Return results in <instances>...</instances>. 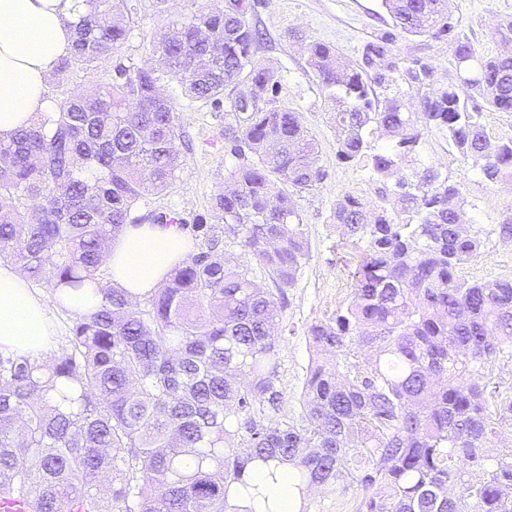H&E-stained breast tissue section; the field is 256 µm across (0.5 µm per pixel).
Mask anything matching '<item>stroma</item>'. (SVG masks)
<instances>
[{"mask_svg":"<svg viewBox=\"0 0 512 512\" xmlns=\"http://www.w3.org/2000/svg\"><path fill=\"white\" fill-rule=\"evenodd\" d=\"M231 2L169 0L159 13L152 0H129L134 25L121 53L93 71L74 69L62 77L50 73L45 93L49 105L59 104L87 86L107 82L117 67L133 71L147 66L156 32L204 8H229ZM243 5L249 23L265 35L255 53L256 61L280 73L269 103L299 113L319 146V164L325 173L316 187L295 195L308 255L295 283L285 291V329L276 380L282 403L272 417L297 422L311 360L307 331L347 302L353 284V251L333 219L336 202L348 193L370 207L380 202L378 184L369 178L363 161L345 162L336 156L332 106L307 65V47L315 42L330 45L360 65L365 46L385 37L389 58L399 71L428 65L437 85L455 79L453 47L445 40L403 35L381 0H244ZM451 11L458 32L481 53L497 55L512 48L496 35L500 23L512 20V0H451ZM162 89L173 102L184 135L178 144L180 166L173 183L163 192L149 194L141 201L140 210L148 216L175 211L189 225L200 218L215 236H223L224 224L215 218L211 205L238 164L224 139V117L240 92H225L223 103L215 107L184 96L175 78L165 77ZM417 161L436 166L443 176L460 184L466 200L465 219L482 231L481 248L465 268V277L485 281L512 278V238H502L499 233L500 224L512 217V181H485L479 167L462 159L450 146L447 134L434 128L426 130Z\"/></svg>","mask_w":512,"mask_h":512,"instance_id":"obj_1","label":"stroma"}]
</instances>
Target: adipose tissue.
<instances>
[{
    "label": "adipose tissue",
    "instance_id": "1",
    "mask_svg": "<svg viewBox=\"0 0 512 512\" xmlns=\"http://www.w3.org/2000/svg\"><path fill=\"white\" fill-rule=\"evenodd\" d=\"M81 0H0V138L27 126L46 104L45 81L68 55L70 24ZM192 251L177 224L128 226L115 238L105 258L111 280L130 298L150 294L176 263ZM55 308L38 297L16 267L0 263V351L39 356L52 348ZM247 480L264 486V496L243 500L246 512H267V499L281 512H294L292 473L280 469L276 483L259 472Z\"/></svg>",
    "mask_w": 512,
    "mask_h": 512
}]
</instances>
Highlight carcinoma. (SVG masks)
<instances>
[{"mask_svg":"<svg viewBox=\"0 0 512 512\" xmlns=\"http://www.w3.org/2000/svg\"><path fill=\"white\" fill-rule=\"evenodd\" d=\"M382 6L405 35L450 38L457 83L436 87L420 65L408 73L420 92L409 112L398 94L374 98L373 86L395 81L384 45L366 47V66L382 61L371 75L331 46L308 47L334 106L337 156L365 161L382 204L336 202L333 219L357 253L354 285L346 305L309 327L315 358L299 424L264 413L281 399L277 326L306 256L294 192L324 178L296 112L234 115L224 138L242 163L212 202L224 235L279 294L214 245L175 265L144 305L100 281L112 239L144 220L139 202L176 179L181 130L160 95L163 74L214 105L244 82L264 102L276 91L242 5L160 30L151 51L165 70L120 68L0 139V259L53 290L95 283L102 296L76 314L53 358L0 352L1 498L32 512H238L235 497L254 492L249 468L275 482L286 464L301 505L356 484L358 512H512V448L487 450L512 422V400L487 384L512 354V278L462 277L481 245L463 223L462 191L432 166L406 171L424 130L437 128L485 180H512V139L484 160L488 138L469 104L473 91L512 112V54L480 53L456 31L450 0ZM132 24L127 0H82L57 72L112 59ZM376 137L388 147H371Z\"/></svg>","mask_w":512,"mask_h":512,"instance_id":"obj_1","label":"carcinoma"}]
</instances>
